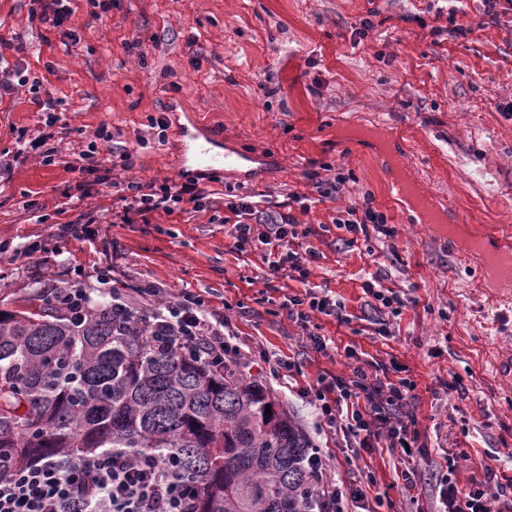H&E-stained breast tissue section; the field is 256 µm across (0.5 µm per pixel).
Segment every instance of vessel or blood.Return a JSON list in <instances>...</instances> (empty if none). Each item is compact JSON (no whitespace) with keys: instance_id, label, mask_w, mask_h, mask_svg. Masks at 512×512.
Instances as JSON below:
<instances>
[{"instance_id":"vessel-or-blood-1","label":"vessel or blood","mask_w":512,"mask_h":512,"mask_svg":"<svg viewBox=\"0 0 512 512\" xmlns=\"http://www.w3.org/2000/svg\"><path fill=\"white\" fill-rule=\"evenodd\" d=\"M406 167L404 156L387 157L385 175L390 196L421 212L427 223H442L436 196L420 178L404 176ZM463 244L468 255L486 267L488 277L483 285L491 297L500 302L512 300V228L506 226L489 234L472 227Z\"/></svg>"}]
</instances>
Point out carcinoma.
I'll return each mask as SVG.
<instances>
[{
    "instance_id": "cac0c4a2",
    "label": "carcinoma",
    "mask_w": 512,
    "mask_h": 512,
    "mask_svg": "<svg viewBox=\"0 0 512 512\" xmlns=\"http://www.w3.org/2000/svg\"><path fill=\"white\" fill-rule=\"evenodd\" d=\"M274 405L236 366L157 349L106 303L78 321L47 291L0 310V475L108 449L168 455L196 512H310L309 443Z\"/></svg>"
}]
</instances>
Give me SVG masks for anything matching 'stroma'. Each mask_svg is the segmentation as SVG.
<instances>
[{
	"instance_id": "35a3bbf8",
	"label": "stroma",
	"mask_w": 512,
	"mask_h": 512,
	"mask_svg": "<svg viewBox=\"0 0 512 512\" xmlns=\"http://www.w3.org/2000/svg\"><path fill=\"white\" fill-rule=\"evenodd\" d=\"M31 0H0V35L12 38L9 64L46 78L71 129L56 164L30 159L0 177V241L59 246L63 263L46 259L38 277L31 261H0V309L77 276L111 258L116 280L128 288L153 284L177 294L209 298L248 346L304 364L295 381L253 367L251 377L322 449L337 480L364 481L368 497L382 495L389 512H441L445 486L469 490L486 468L512 477V393L502 390L501 358L512 356V304L491 303L477 288L479 266L452 251L441 230L419 223L389 197L374 148L342 137L357 122L379 134L400 131L413 173L466 224L512 225V7L499 0H464L455 16L436 0H112L93 21L87 7L72 18L81 41L64 47L58 33L30 22ZM372 29H364V21ZM145 41L132 48V38ZM196 40L188 48V40ZM52 62L46 72L44 62ZM168 116L164 142L152 141L149 117ZM43 124L32 94L0 99V157L15 134L36 135ZM136 155L126 181L162 183L199 171L193 136L207 130L248 162L217 171L204 212L149 215L144 224H119L110 244L60 238L56 224L38 223L23 208L33 196L53 214L79 175L69 164L100 125ZM148 146H141L140 138ZM184 166H177L179 156ZM349 179L339 192L319 194L309 178L329 168ZM271 203L308 195L309 210L293 207L312 228L310 243L323 257L308 283L291 292L324 288L344 304L351 321L319 316L334 351L311 350L289 322L280 292L266 288L259 251L239 252L224 233L225 187ZM371 199L394 237L342 245L334 217ZM378 275L383 287L411 289L399 315L378 316L363 284ZM387 335H380V327ZM390 366L417 398L413 491L403 489L398 451L378 448L350 458L342 432L319 425L301 390L321 371L346 369V348ZM463 392H445L455 378Z\"/></svg>"
}]
</instances>
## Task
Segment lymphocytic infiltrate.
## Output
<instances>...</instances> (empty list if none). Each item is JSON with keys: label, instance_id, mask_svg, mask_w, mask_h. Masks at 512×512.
<instances>
[{"label": "lymphocytic infiltrate", "instance_id": "lymphocytic-infiltrate-1", "mask_svg": "<svg viewBox=\"0 0 512 512\" xmlns=\"http://www.w3.org/2000/svg\"><path fill=\"white\" fill-rule=\"evenodd\" d=\"M35 17L39 23L58 30L63 45L75 46L80 36L68 22L74 12L73 0H38ZM45 112L42 130L33 138L18 135L13 163L38 156L50 166L59 155L54 144L57 101L52 93L38 98ZM113 133L99 126L95 139L78 153L80 181L74 200L57 210L62 221L60 236L91 239L100 224H144L153 213L171 214L192 209L206 210L211 177L201 174L191 179H168L162 184L144 185L122 182L117 170H130L135 155L129 149H114ZM109 145V158H101L100 145ZM112 189V205L75 211V201L98 197L101 186ZM228 211L224 228L238 250L262 248L266 281L291 279L307 281L319 251L308 245L311 228L300 227L292 214L261 208L250 195L240 194L225 204ZM337 229L347 233L343 243L356 246L370 233L392 236L384 213L370 204L349 207L335 219ZM95 284L108 285V296L115 310L144 331L148 342L158 348L172 347L196 353L201 360L218 365L232 362L253 366L263 363L271 375L295 379L301 375L298 362L255 354L238 343L228 318L215 316L205 297L189 292L169 294L167 289L139 287L131 290L111 286L110 269L96 271ZM290 321L298 324L311 349L326 353L325 336L314 332L316 315L332 316L349 322L343 305L326 293L305 289L301 294H286L280 304ZM383 364L355 361L342 375L320 373L304 393L309 403L330 429L353 437L357 447L353 456L378 448H401L411 443L416 424L412 408L413 384L392 382L383 377ZM318 512H348L350 502L365 499L362 487L325 480L326 464L319 453L311 455ZM194 488L171 457L134 458L120 451H106L91 460L75 462L64 458L39 460L8 475L0 476V512H192Z\"/></svg>", "mask_w": 512, "mask_h": 512}]
</instances>
